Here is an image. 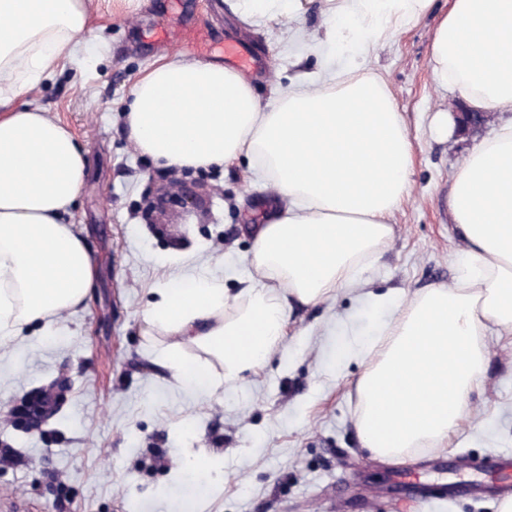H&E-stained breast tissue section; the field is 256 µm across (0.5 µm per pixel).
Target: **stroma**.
Masks as SVG:
<instances>
[{
  "label": "stroma",
  "instance_id": "stroma-1",
  "mask_svg": "<svg viewBox=\"0 0 512 512\" xmlns=\"http://www.w3.org/2000/svg\"><path fill=\"white\" fill-rule=\"evenodd\" d=\"M295 21H243L231 0H142L129 13L99 8L109 50L91 54L42 81L17 105L30 104L65 126L83 149L87 172L66 220L93 255L96 278L60 330L42 323L0 344V512L26 500L27 512H498L512 470L495 467L512 451V344L487 329L486 379L470 397L471 418L442 448L380 457L356 427L355 387L368 350L390 327L402 297L457 278L464 244L451 222L453 172L473 140L441 137L435 117L452 112L456 91L437 87L429 68L431 36L448 0L369 59L339 56L301 33L322 27L323 0H304ZM205 31L207 61L232 67L224 47L256 60L247 72L262 105L276 86L316 73L379 75L402 113L413 144L412 190L392 221L395 235L368 284L294 308L289 334L264 365L218 391L177 380L144 336L150 288L180 270L207 269L229 294L257 279L251 267L252 221L275 191L247 161L206 169L156 165L130 141V89L153 62L190 47L166 41L172 30ZM197 185L198 213L173 208L148 223L149 196ZM36 387L64 394L42 432L17 431L15 402ZM165 450L168 460L153 457ZM410 483L461 479L486 493L449 494L444 505H414L402 486L375 487L380 473Z\"/></svg>",
  "mask_w": 512,
  "mask_h": 512
}]
</instances>
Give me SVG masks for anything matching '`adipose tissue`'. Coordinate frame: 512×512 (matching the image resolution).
<instances>
[{"instance_id": "1", "label": "adipose tissue", "mask_w": 512, "mask_h": 512, "mask_svg": "<svg viewBox=\"0 0 512 512\" xmlns=\"http://www.w3.org/2000/svg\"><path fill=\"white\" fill-rule=\"evenodd\" d=\"M433 3L325 0L321 41L368 56ZM104 45L88 0H0V341L38 320L59 324L95 278L63 220L84 183V154L66 127L15 100ZM430 69L471 109L512 114V0H448ZM278 94L264 107L238 72L185 57L133 85L127 121L142 154L173 168L244 157L276 193L252 231L260 284L232 296L222 277L193 270L155 289L143 322L162 336L161 359L178 379L218 388L262 366L293 305L365 279L409 194L412 146L380 77L317 78ZM450 212L466 244L458 281L406 300L358 381L357 431L379 456L446 444L485 378L487 324L512 335V117L467 152Z\"/></svg>"}]
</instances>
